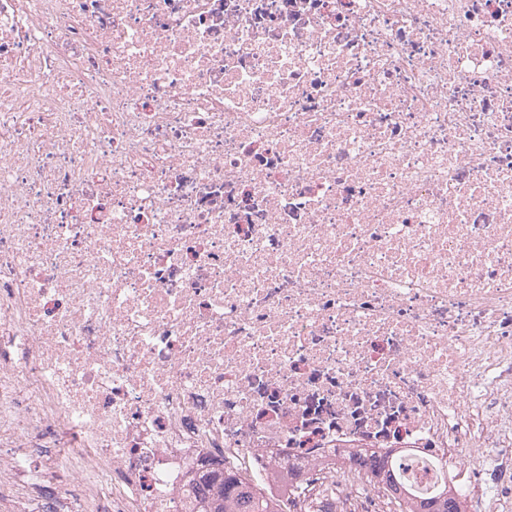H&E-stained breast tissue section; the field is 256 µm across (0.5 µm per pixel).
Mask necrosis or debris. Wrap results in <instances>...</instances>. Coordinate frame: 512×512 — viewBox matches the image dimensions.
<instances>
[{
    "label": "necrosis or debris",
    "instance_id": "1",
    "mask_svg": "<svg viewBox=\"0 0 512 512\" xmlns=\"http://www.w3.org/2000/svg\"><path fill=\"white\" fill-rule=\"evenodd\" d=\"M207 460L512 512V0H0V494Z\"/></svg>",
    "mask_w": 512,
    "mask_h": 512
}]
</instances>
